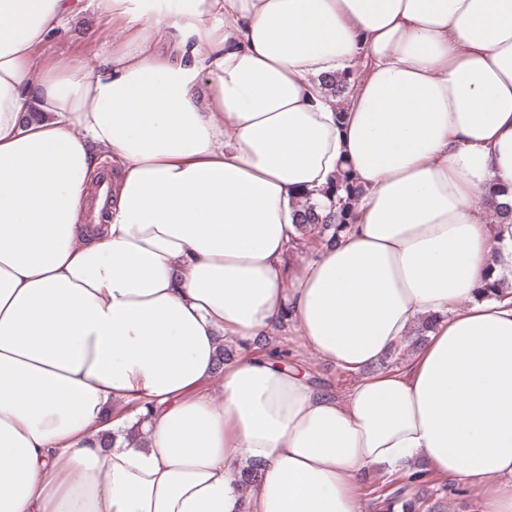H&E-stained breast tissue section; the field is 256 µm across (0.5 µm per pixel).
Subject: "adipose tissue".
Here are the masks:
<instances>
[{
  "instance_id": "obj_1",
  "label": "adipose tissue",
  "mask_w": 512,
  "mask_h": 512,
  "mask_svg": "<svg viewBox=\"0 0 512 512\" xmlns=\"http://www.w3.org/2000/svg\"><path fill=\"white\" fill-rule=\"evenodd\" d=\"M101 4L123 45L39 64L73 0H0V512H360L369 469L418 461L512 512V289L477 296L481 193L512 207V0ZM99 147L112 204L83 224ZM346 170L355 223L289 272ZM286 312L344 394L219 362Z\"/></svg>"
}]
</instances>
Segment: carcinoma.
I'll list each match as a JSON object with an SVG mask.
<instances>
[{"mask_svg":"<svg viewBox=\"0 0 512 512\" xmlns=\"http://www.w3.org/2000/svg\"><path fill=\"white\" fill-rule=\"evenodd\" d=\"M356 77L349 73L340 79L327 80L336 95H343L355 85ZM363 193V189L349 173H344L323 194L330 202L329 209H323L318 203L306 197L302 213L299 215V227L303 237L314 235L319 244L333 246L337 244L342 233L350 228L356 215L354 205ZM508 280L507 253L499 249L494 253L489 273L481 288L486 298L499 297L500 291ZM430 483L429 472L417 470L409 475L392 479L376 498L378 512H443V499L447 495H459L463 490L453 485L440 487L442 497L433 499L423 492V486Z\"/></svg>","mask_w":512,"mask_h":512,"instance_id":"carcinoma-1","label":"carcinoma"}]
</instances>
